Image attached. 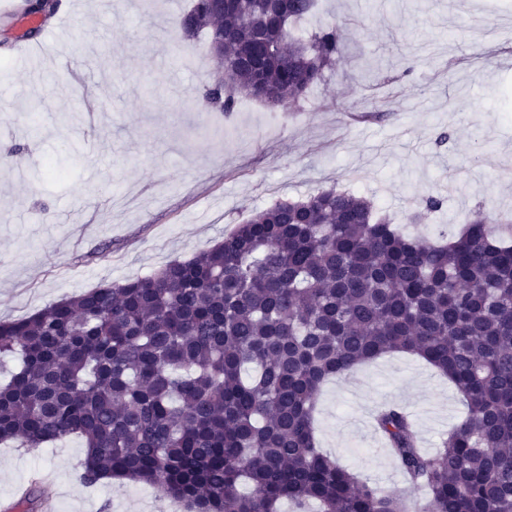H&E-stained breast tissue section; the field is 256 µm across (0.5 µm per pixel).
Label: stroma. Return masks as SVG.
Segmentation results:
<instances>
[{
  "mask_svg": "<svg viewBox=\"0 0 512 512\" xmlns=\"http://www.w3.org/2000/svg\"><path fill=\"white\" fill-rule=\"evenodd\" d=\"M192 0H77L29 37L41 73L0 20V320L158 272L222 241L251 213L319 188L358 194L406 234L436 238L458 214L512 212V0H316L302 39L340 24L341 53L290 112L239 96L228 120L201 97L217 65L207 35L177 26ZM445 195L419 214L422 197ZM411 411L436 453L465 417L454 385L422 361L388 354L327 381L321 448L383 492L407 485L372 425L383 403ZM85 450L0 445V503L32 473L55 512H161L139 484H84Z\"/></svg>",
  "mask_w": 512,
  "mask_h": 512,
  "instance_id": "1",
  "label": "stroma"
}]
</instances>
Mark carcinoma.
Returning <instances> with one entry per match:
<instances>
[{
	"mask_svg": "<svg viewBox=\"0 0 512 512\" xmlns=\"http://www.w3.org/2000/svg\"><path fill=\"white\" fill-rule=\"evenodd\" d=\"M314 0H193L184 39L224 44L205 89L213 112L255 96L291 111L340 54L330 22L294 31ZM430 243L365 197L318 189L254 212L224 240L152 276L0 320V443L75 435L80 478L157 489L188 512H512V228L477 212ZM392 352L447 377L465 419L433 456L414 422L383 406L376 427L419 507L383 494L318 447L320 386Z\"/></svg>",
	"mask_w": 512,
	"mask_h": 512,
	"instance_id": "obj_1",
	"label": "carcinoma"
}]
</instances>
